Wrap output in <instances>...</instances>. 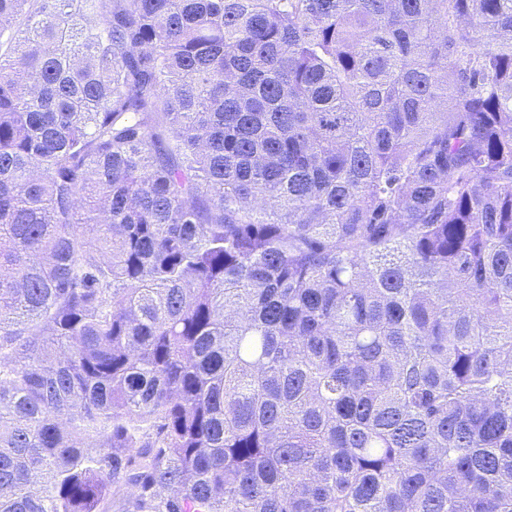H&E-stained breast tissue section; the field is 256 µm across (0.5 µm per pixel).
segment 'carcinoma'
Segmentation results:
<instances>
[{
	"label": "carcinoma",
	"mask_w": 512,
	"mask_h": 512,
	"mask_svg": "<svg viewBox=\"0 0 512 512\" xmlns=\"http://www.w3.org/2000/svg\"><path fill=\"white\" fill-rule=\"evenodd\" d=\"M512 512V0H0V512Z\"/></svg>",
	"instance_id": "carcinoma-1"
}]
</instances>
